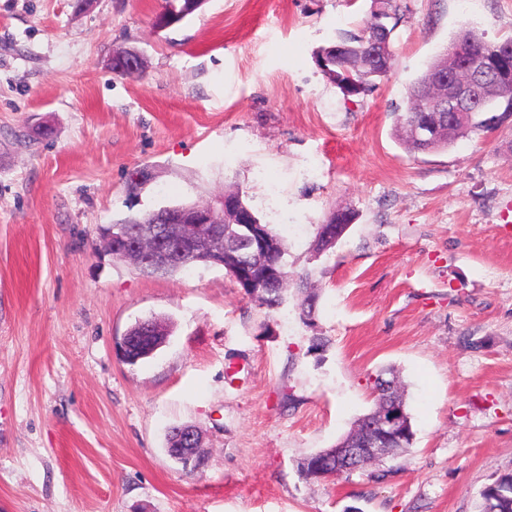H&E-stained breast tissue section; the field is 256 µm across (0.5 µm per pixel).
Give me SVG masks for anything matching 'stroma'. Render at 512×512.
<instances>
[{
	"label": "stroma",
	"mask_w": 512,
	"mask_h": 512,
	"mask_svg": "<svg viewBox=\"0 0 512 512\" xmlns=\"http://www.w3.org/2000/svg\"><path fill=\"white\" fill-rule=\"evenodd\" d=\"M164 5L0 0V512H477L512 472V125L413 154L394 111L461 27L512 35V0H408L393 72L349 98L316 54L372 0H206L160 30ZM128 49L142 78L110 68ZM228 189L313 270L314 327L224 269L146 276L100 242ZM337 209L354 224L311 259ZM151 317L166 343L125 363ZM389 369L412 447L380 480L301 477ZM182 423L192 473L167 453Z\"/></svg>",
	"instance_id": "1"
}]
</instances>
